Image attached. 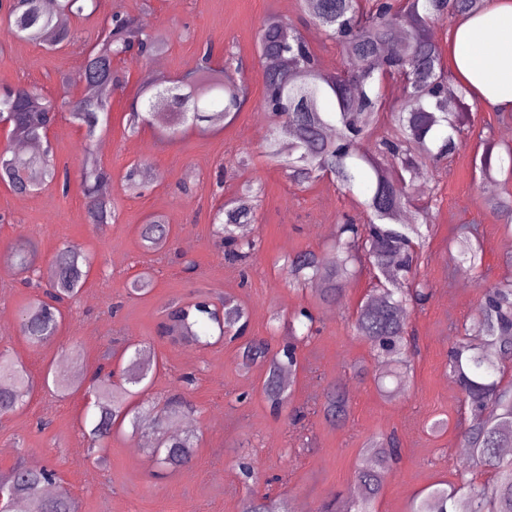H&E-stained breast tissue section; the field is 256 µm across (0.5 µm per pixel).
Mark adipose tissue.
I'll return each instance as SVG.
<instances>
[{
    "label": "adipose tissue",
    "mask_w": 512,
    "mask_h": 512,
    "mask_svg": "<svg viewBox=\"0 0 512 512\" xmlns=\"http://www.w3.org/2000/svg\"><path fill=\"white\" fill-rule=\"evenodd\" d=\"M448 66L483 107L512 112V0H490L454 26Z\"/></svg>",
    "instance_id": "obj_1"
}]
</instances>
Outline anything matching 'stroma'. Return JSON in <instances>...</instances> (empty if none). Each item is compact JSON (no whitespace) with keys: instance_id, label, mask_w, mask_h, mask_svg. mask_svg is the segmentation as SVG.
<instances>
[{"instance_id":"1","label":"stroma","mask_w":512,"mask_h":512,"mask_svg":"<svg viewBox=\"0 0 512 512\" xmlns=\"http://www.w3.org/2000/svg\"><path fill=\"white\" fill-rule=\"evenodd\" d=\"M118 6L147 19L150 27L171 31L159 70L165 76L195 69L205 45H213L219 55L232 50L245 64L249 101L233 122L212 133L190 130L169 142L154 124L129 134V105L142 79L158 71L153 61L130 56L122 62L129 84L113 96L108 127L101 135L108 149L97 154L112 172L115 222L96 228L85 221L80 188L83 132L65 114L53 127L50 143L57 164L70 168L69 194L50 185L18 196L0 184V252L17 242L37 249L32 275L0 270V314L10 319L0 326V347L23 353L22 364L34 379L47 375L77 384L76 392L65 397L50 387L37 388L23 411L0 420V471L19 460L54 467L61 485L78 499L80 512H240L245 483L237 463L247 456L259 477L258 489H272L289 505L316 512L330 500L349 498L360 448L370 438L394 432L401 458L375 508L410 512L417 497L432 485L455 482L457 470L465 465L458 450L466 407L458 387L450 383L448 350L458 328L473 317L479 283L512 277V230L483 203L484 196L499 188L480 185L475 167L481 139L503 141L512 116L474 106L477 134L448 171L426 173L422 183L407 189L409 212L432 209L433 229L421 269L431 294L424 307L405 310L420 350L408 385L385 393L377 384L379 363L352 327L353 312L371 288L369 273L349 283L340 302L324 306L316 288L289 284L281 269L290 254H332L338 220H364L360 195L345 192L326 177L310 188H297L260 152L272 129L270 121L257 117L265 109L257 32L266 16L279 13L312 37L327 67H335L339 48L314 36L315 26L297 0H101L102 13ZM73 27L74 43L58 50L17 40L0 29V87L35 86L57 99L78 96L77 88L63 87L60 76L78 69L81 51L95 40L98 24L92 18ZM137 162L147 165L150 177L144 188L130 193L123 176ZM255 179L261 181L262 192L252 235L261 247L243 282L215 243L211 217L243 183ZM155 214L168 219L170 246L147 253L140 244V226ZM464 231L484 251L481 277L459 267L453 241ZM75 243L93 258L88 279L66 305L56 338L32 348L19 334L21 311L37 286H48L46 271L56 251ZM145 271L152 275L151 290L128 294V284ZM227 295L245 308L249 335L269 336L277 344L282 337L270 330L272 315L286 316L303 306L313 310L319 332L301 351L303 366L295 374L291 396L293 407L309 411L301 423L271 413L258 390L263 371L257 365L241 367L237 343L199 350L172 345L161 336L162 311L170 302L205 296L218 303ZM128 342L138 344L153 363L146 399L163 404L183 387L182 377L193 379L188 389L197 408L190 428L199 438L196 455L190 466L162 478L152 474L149 425H141L135 434L127 428L114 430L96 449L83 434L92 416L83 393L104 351H114V363H121L120 352ZM334 385L345 387L350 396L349 418L341 427L313 410ZM437 419L446 420V428L430 432L429 424Z\"/></svg>"}]
</instances>
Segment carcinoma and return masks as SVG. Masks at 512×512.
<instances>
[{
  "mask_svg": "<svg viewBox=\"0 0 512 512\" xmlns=\"http://www.w3.org/2000/svg\"><path fill=\"white\" fill-rule=\"evenodd\" d=\"M314 24L325 38L339 47L342 58L334 70H324L320 56L305 36L287 19L270 15L261 26L257 41L260 57L288 59L289 67H268L262 80L264 102L276 118L266 137L265 153L298 188L309 187L329 176L344 189L359 188L366 222L348 221L336 225L335 261L325 265L312 251L285 258L288 282L302 285L319 281V300L336 303L350 280L359 276L368 262L374 278L385 288L374 290L357 306L354 329L373 356L390 368L389 376L402 387L409 379V357L417 353L414 337L408 335L403 311L407 302L424 305L428 284L420 278L423 244L429 233L427 209L418 212V224H403L399 217L409 202L404 184L420 177L441 159H452L474 134L471 106L464 102L462 85L448 77L443 52L433 28L448 18H464L480 12L482 0H301ZM6 19L11 36L55 50L74 41L70 21L94 16L99 0H56L55 12L43 9L42 0H6ZM170 34L150 30L140 18L114 11L100 21L94 43L82 51L77 81L79 96L56 102L34 88H5L0 91V114L9 121L13 140L27 139L42 149L23 164L0 156V182L17 195H31L53 183L68 193L70 178L54 161L44 132L67 111L70 121L84 129L81 147L82 192L86 221L98 226L116 220L112 174L93 154V142L108 120L112 95L126 88L129 75L121 67L122 56L136 47L150 59L163 53ZM214 48L200 53L195 69L176 80L148 77L131 104L127 120L130 132L149 124L158 112L168 115L163 138L176 140L190 129L206 130L234 119L243 109L248 88L224 69L212 67ZM398 86L399 95L389 101L386 86ZM456 97V109L448 112L442 102L448 94ZM480 180L494 182L499 173L512 175V145L485 140L479 160ZM145 184L140 164L131 165L125 185L136 191ZM257 189L244 183L238 194L220 205L213 216L215 233L224 248V261L240 268L257 247L244 238L238 226L256 219ZM484 205L512 223V193L503 192L484 199ZM170 224L155 215L140 229L141 246L157 251L170 243ZM460 266L474 275L482 266L483 250L469 237L455 240ZM36 250L20 244L0 253V264L22 273L35 269ZM91 258L65 247L53 259L54 277L44 296H37L22 311L20 333L26 341L41 347L49 343L63 322L61 305L74 298L84 286ZM480 299L470 324L462 326L448 351V369L468 407L470 419L461 432V447L470 449V465L458 471V483L437 486L421 497L411 512H457L458 499L467 512H512V379L503 363L512 361V280L479 285ZM224 320L216 304L206 297L173 303L166 307L162 330L171 343L190 340L206 349L225 340L243 337L247 318L231 297H224ZM314 315L303 307L287 320L288 340L277 351L267 339L252 336L239 347L242 365L264 367L261 393L273 412L290 401L292 385L281 374L296 372L300 365L299 344L313 333ZM152 368L134 351L120 373L100 365L90 403L97 419L90 430L93 441L112 434L132 409L127 403L131 388L149 377ZM34 389L27 369L6 349H0V417L20 411ZM195 411L183 396L171 398L152 420L158 436L155 467L158 473L189 465L196 444L188 435L167 432L173 420ZM333 425L345 422L348 397L340 388H330L321 405ZM395 434L369 440L361 449L356 471L360 496L324 503L318 512H373L386 475L399 457ZM484 471L489 478L476 483L470 474ZM0 482L12 491L25 512H77V501L64 488L44 494L49 484L58 483L54 469L30 468L17 464L0 474ZM241 512H287L285 499L249 490Z\"/></svg>",
  "mask_w": 512,
  "mask_h": 512,
  "instance_id": "1",
  "label": "carcinoma"
}]
</instances>
